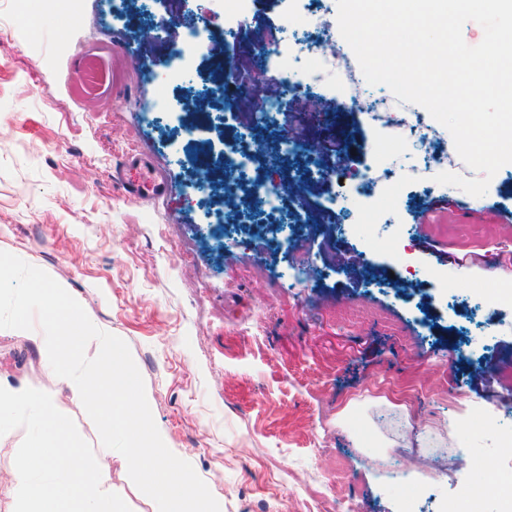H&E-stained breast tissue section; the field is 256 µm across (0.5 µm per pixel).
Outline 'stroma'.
<instances>
[{
    "mask_svg": "<svg viewBox=\"0 0 512 512\" xmlns=\"http://www.w3.org/2000/svg\"><path fill=\"white\" fill-rule=\"evenodd\" d=\"M214 22L209 48L184 81L169 78L170 45L198 6ZM67 0L35 16L32 0H0V251L47 272L88 317L123 339L143 377L158 428L205 481L224 512H322L353 499L356 512H500L486 489L512 470V306L487 281L512 283V163L466 211L464 191L406 184L387 206L376 196L332 210L333 180L390 152V130L343 110L335 84L307 87L303 71L264 72V98H285L312 147L284 154L261 178L291 191L272 214L232 218L234 244L212 211L224 186L199 191L188 163L202 132L188 112L215 102L210 123L224 142L267 152L277 127L249 123L247 93L212 85L216 65L258 69L256 32L302 16L312 0H256L253 32L225 42L224 0H82L83 28L60 36ZM104 40L97 91L108 112L89 111L73 77L89 42ZM130 79L113 85V63ZM306 86L315 109L286 98ZM150 152L171 186L142 202L118 186L126 155ZM407 224L397 247L378 243L382 223ZM316 268L293 281L298 260ZM0 383L50 394L80 435L98 430L65 384L50 383L26 331L0 329ZM464 439L476 468L414 469L405 487L378 478L377 461L404 463L416 449ZM108 485L131 512L156 503L116 456Z\"/></svg>",
    "mask_w": 512,
    "mask_h": 512,
    "instance_id": "obj_1",
    "label": "stroma"
}]
</instances>
